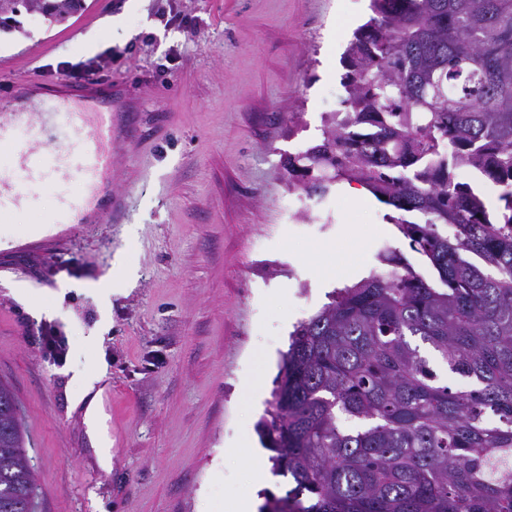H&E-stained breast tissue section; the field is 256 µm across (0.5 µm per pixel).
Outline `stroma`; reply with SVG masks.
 <instances>
[{
    "label": "stroma",
    "mask_w": 512,
    "mask_h": 512,
    "mask_svg": "<svg viewBox=\"0 0 512 512\" xmlns=\"http://www.w3.org/2000/svg\"><path fill=\"white\" fill-rule=\"evenodd\" d=\"M129 2L84 0L67 20L30 14L0 31V97L28 79L84 88L66 65L111 83L112 191L123 199L120 223L32 234L80 191L73 170L27 186L0 222V379L31 440L38 512H225L249 475L226 448L264 412L241 384L275 379L290 334L282 315L298 323L328 303L319 264L351 256L380 273L391 246L428 267L371 192L339 183L311 199L283 170L338 111L370 0H145L146 18L104 27ZM121 256L138 278L101 297ZM45 323L65 334L63 365L42 348ZM93 364L106 369L107 469L74 380Z\"/></svg>",
    "instance_id": "stroma-1"
}]
</instances>
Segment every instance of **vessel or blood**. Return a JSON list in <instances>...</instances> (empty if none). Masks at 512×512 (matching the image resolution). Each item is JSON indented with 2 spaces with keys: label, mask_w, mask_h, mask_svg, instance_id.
Wrapping results in <instances>:
<instances>
[{
  "label": "vessel or blood",
  "mask_w": 512,
  "mask_h": 512,
  "mask_svg": "<svg viewBox=\"0 0 512 512\" xmlns=\"http://www.w3.org/2000/svg\"><path fill=\"white\" fill-rule=\"evenodd\" d=\"M55 111L72 121L71 149H49L35 131L33 115L24 110L0 112V148H7L11 170L0 173V219L8 209L21 205L25 199L24 182L39 183L67 170L71 151H78L83 164V181L79 194L65 199L58 218L62 224H82L87 216L96 222L111 221L112 202V112L100 105L93 93L78 97H58ZM28 131L27 139L15 136L16 130Z\"/></svg>",
  "instance_id": "1"
}]
</instances>
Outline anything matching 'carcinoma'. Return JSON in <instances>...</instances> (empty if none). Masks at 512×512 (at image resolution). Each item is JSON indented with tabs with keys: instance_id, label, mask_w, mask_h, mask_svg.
Returning <instances> with one entry per match:
<instances>
[{
	"instance_id": "obj_1",
	"label": "carcinoma",
	"mask_w": 512,
	"mask_h": 512,
	"mask_svg": "<svg viewBox=\"0 0 512 512\" xmlns=\"http://www.w3.org/2000/svg\"><path fill=\"white\" fill-rule=\"evenodd\" d=\"M81 8L0 0V30ZM371 10L347 50L345 116L284 169L310 197L366 186L435 277L387 248V272L295 326L257 423L291 487L264 494L261 512H512V0ZM458 167L502 187V208L454 182ZM415 338L461 386L439 380ZM26 443L0 380V512H37Z\"/></svg>"
}]
</instances>
